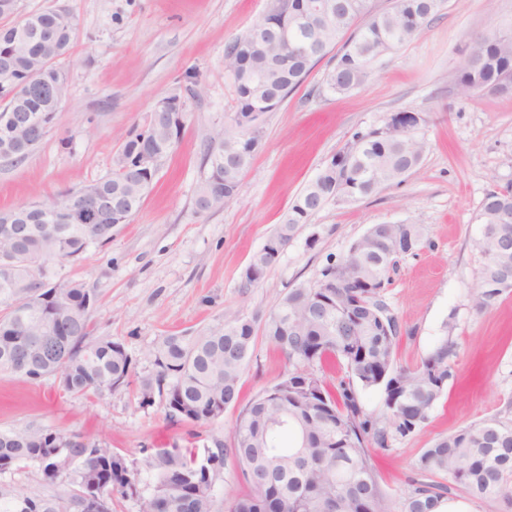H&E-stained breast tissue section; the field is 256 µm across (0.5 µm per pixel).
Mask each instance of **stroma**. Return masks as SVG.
<instances>
[{
	"mask_svg": "<svg viewBox=\"0 0 512 512\" xmlns=\"http://www.w3.org/2000/svg\"><path fill=\"white\" fill-rule=\"evenodd\" d=\"M271 0H17L28 15L62 7L77 41L60 65L66 97L45 140L26 159L0 161V209L55 197L108 175L127 133L142 125L156 99L186 94L180 140L163 162L142 206L112 239L54 268L53 283L80 281L96 298L92 338L122 343L135 375L154 371L152 353L170 334L195 336L232 312L259 333L236 406L203 425L170 419L166 402L142 404L136 387L77 396L55 377L32 382L0 376V429L34 425L104 440L149 485L150 454L164 448L231 444L242 408L293 366L261 335L270 311L321 269L345 257L373 224L422 225L424 243L400 257L384 297L401 337L396 362L413 368L443 337L455 344L452 373L421 432L372 449L382 492L401 503L413 483L431 481L417 463L438 437L493 416L512 419V290L475 308L474 241L485 195L512 183V90L462 97L451 75L474 36L512 32V0H447L410 42L375 61L369 79L345 94L322 91L330 59L321 60L283 104L257 122L258 145L234 202L196 213L209 172L211 137L235 114L224 70L227 46L268 11ZM425 119L420 166L402 182L347 206L329 202L301 225L279 262L252 287L244 271L303 189L354 133L382 127L395 112ZM216 512H230L245 490L232 451L213 476Z\"/></svg>",
	"mask_w": 512,
	"mask_h": 512,
	"instance_id": "1",
	"label": "stroma"
}]
</instances>
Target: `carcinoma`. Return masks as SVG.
<instances>
[{
    "label": "carcinoma",
    "instance_id": "1",
    "mask_svg": "<svg viewBox=\"0 0 512 512\" xmlns=\"http://www.w3.org/2000/svg\"><path fill=\"white\" fill-rule=\"evenodd\" d=\"M331 9L308 28L301 19H288V39L314 48L288 71L270 65L279 49L272 35L245 53L227 47L226 71L236 95L232 123L207 148L210 171L195 199L200 213L233 202L240 177L256 144L253 122L276 110L273 95L283 101L336 45V65L324 87L344 94L362 86L371 62L411 41L443 10L447 0H391L384 10L372 0H329ZM16 0H0V152L14 147L21 161L49 133L66 94V74L59 60L77 39V23L63 26L57 10L15 17ZM27 30L18 36V25ZM460 93L512 87V37L497 42L478 40L466 62L454 74ZM173 94L154 105L169 117L153 127L128 134L112 172L82 188L95 189L112 202L91 223L54 216L31 224L28 238L16 248L0 223V374L31 381L54 376L72 395L103 396L127 387L134 374L125 347L110 339H89V312L95 297L79 281L54 290L35 286L36 274H51L52 263L80 257L95 242L112 240V232L129 223L150 190L156 171H142L129 161L142 149L166 158L184 128L186 110L171 102ZM23 112L41 123L37 139L24 144L26 133L10 132V113ZM423 139L383 126L359 131L342 151L297 196L250 266L266 275L276 264L272 241L284 246L301 224L328 201L347 205L376 193L402 178L421 162ZM512 213V187L486 194L477 216L485 225L475 243L485 258L477 272L476 307L482 311L503 294L497 274L512 272V249H499L501 234L512 238V224H499L501 213ZM423 243L419 224H373L355 241L347 257L326 266L319 282L289 289L264 321L265 337L300 369L288 373V399L269 397L264 389L236 421L232 451L248 491L237 497L231 512H393L392 501L380 490L370 464V448L386 449L396 437L419 432L429 419L451 375L454 343L444 337L414 368L397 367L399 326L381 335L382 324L397 317L383 291L397 259L415 253ZM67 298L59 309L53 292ZM255 339L254 323L233 316L202 336L169 335L153 353L155 373L139 382L142 403L154 393L165 397L169 417L191 424L208 423L237 403L239 384ZM337 360L346 378L333 392L318 374L323 363ZM383 389V413L363 410L356 387ZM291 446L280 445L283 434ZM38 466L43 480H64L82 490L104 491L103 512H112L113 496L150 498L158 512H215L209 492L213 475L224 467V442L198 460L191 448L164 449L146 465L155 472L143 492L125 458L104 441L81 433L69 435L44 427L0 429V473L20 463ZM424 472L448 478L477 498H512V419L494 416L437 439L418 460ZM449 486L412 487L401 512H434ZM76 496H28L0 483V512H74Z\"/></svg>",
    "mask_w": 512,
    "mask_h": 512
}]
</instances>
